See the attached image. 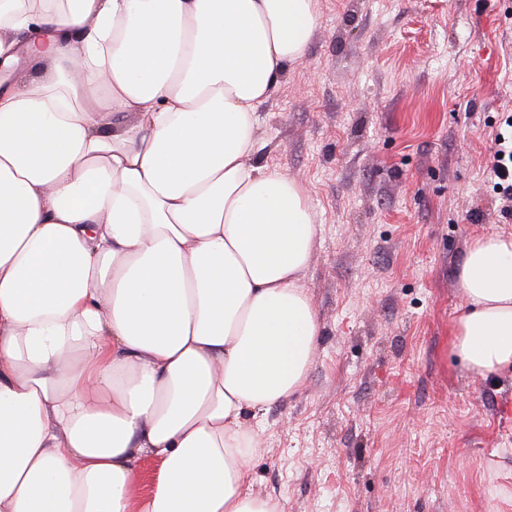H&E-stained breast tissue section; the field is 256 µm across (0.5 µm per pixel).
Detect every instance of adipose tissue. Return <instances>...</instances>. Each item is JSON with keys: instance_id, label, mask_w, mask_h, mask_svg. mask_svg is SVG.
I'll list each match as a JSON object with an SVG mask.
<instances>
[{"instance_id": "adipose-tissue-1", "label": "adipose tissue", "mask_w": 512, "mask_h": 512, "mask_svg": "<svg viewBox=\"0 0 512 512\" xmlns=\"http://www.w3.org/2000/svg\"><path fill=\"white\" fill-rule=\"evenodd\" d=\"M318 22L317 0H0V512H282L245 418L306 383L319 226L253 158ZM458 286L456 352L512 370V234L473 239ZM135 467L142 477L141 490L147 492L152 489L159 476L160 463L150 456H141L136 460Z\"/></svg>"}]
</instances>
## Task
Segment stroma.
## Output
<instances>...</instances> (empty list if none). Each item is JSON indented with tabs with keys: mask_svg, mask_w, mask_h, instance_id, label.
Returning <instances> with one entry per match:
<instances>
[{
	"mask_svg": "<svg viewBox=\"0 0 512 512\" xmlns=\"http://www.w3.org/2000/svg\"><path fill=\"white\" fill-rule=\"evenodd\" d=\"M255 160L302 183L321 336L249 462L284 512H512V375L454 349L470 241L512 233L486 181L512 113V0H318Z\"/></svg>",
	"mask_w": 512,
	"mask_h": 512,
	"instance_id": "35a3bbf8",
	"label": "stroma"
}]
</instances>
